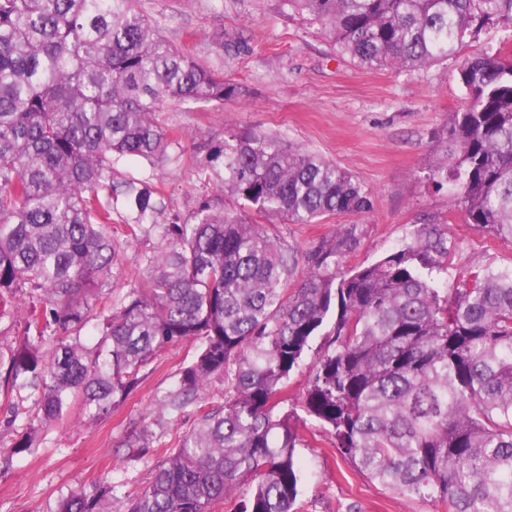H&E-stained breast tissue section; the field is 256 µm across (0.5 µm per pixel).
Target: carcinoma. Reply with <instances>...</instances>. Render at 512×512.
<instances>
[{
    "label": "carcinoma",
    "mask_w": 512,
    "mask_h": 512,
    "mask_svg": "<svg viewBox=\"0 0 512 512\" xmlns=\"http://www.w3.org/2000/svg\"><path fill=\"white\" fill-rule=\"evenodd\" d=\"M368 70L411 71L448 58L489 24L512 30V0H285ZM466 103L449 114L432 182L450 207L512 244V52L465 58ZM244 93L160 34L135 0H0V389L11 403L9 455L38 447L35 424L78 405L98 420L140 384L164 349L199 343L175 413L209 380L224 406L159 463L127 512H213L246 485L234 512H297L295 448L305 418L340 454L397 494L443 512H512V266L476 267L453 285L448 247L422 230L348 273L338 258L355 227L297 258L272 224H316L371 207L352 175L278 136L226 131L199 144L222 199L154 228L168 249L146 258L138 286L108 296L120 251L112 205L137 236L163 206L144 182L115 180V161L165 158L168 102L224 104ZM326 337L299 401L288 379L312 338ZM109 481L55 512H112Z\"/></svg>",
    "instance_id": "cac0c4a2"
}]
</instances>
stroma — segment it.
Here are the masks:
<instances>
[{"label": "stroma", "mask_w": 512, "mask_h": 512, "mask_svg": "<svg viewBox=\"0 0 512 512\" xmlns=\"http://www.w3.org/2000/svg\"><path fill=\"white\" fill-rule=\"evenodd\" d=\"M158 19L162 33L199 60L245 88V95L223 105L172 103L159 120L173 143L159 163L120 161L116 179L135 178L162 197L161 223L188 218L199 198L216 186L200 170L198 145L227 130L266 133L285 139L348 171L370 192L365 213L326 218L318 224H275L271 230L297 255L343 226L356 229L357 245L339 261L340 270L373 262L436 224L448 245L447 281L476 265H512V244L495 239L462 214H450L447 191L435 190L430 177L445 159L448 116L465 101L459 82L461 59L493 51L508 34L491 27L455 56L415 71H368L337 52L324 29L308 15L288 10L283 0H138ZM224 32V50L215 52L212 36ZM167 243L153 230L120 238L121 265L110 287L124 296L139 280L146 257ZM198 345L184 341L159 353L140 385L95 422L79 415L38 432L32 454L15 458L0 473V512H54L70 491L111 480L126 502L150 482L157 461L166 458L198 424L201 411L224 405L227 385L213 377L201 397L181 413L162 411L159 402L176 390L181 372ZM296 450L302 470L299 512H438L435 504L385 490L332 446L323 425L307 420ZM146 447L131 456L128 445Z\"/></svg>", "instance_id": "obj_1"}]
</instances>
